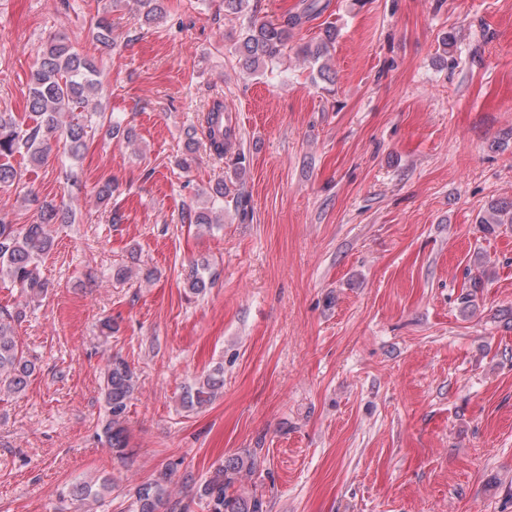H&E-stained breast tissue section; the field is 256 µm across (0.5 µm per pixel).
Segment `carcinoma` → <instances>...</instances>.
<instances>
[{
  "instance_id": "cac0c4a2",
  "label": "carcinoma",
  "mask_w": 512,
  "mask_h": 512,
  "mask_svg": "<svg viewBox=\"0 0 512 512\" xmlns=\"http://www.w3.org/2000/svg\"><path fill=\"white\" fill-rule=\"evenodd\" d=\"M146 24L164 17V0H137ZM323 10L319 0H309L303 13L287 16L281 22L250 19L239 34L234 51L238 62L252 72L262 71L281 62L288 48L290 30L302 19ZM95 39L103 47L113 46L112 23L105 17L96 20ZM336 39V31L325 30L324 38L303 53L319 60ZM29 112L20 118L13 112L0 111V186L17 191L26 188L24 173L12 164L15 156L27 158L34 165L45 163L55 143L63 144L64 153L78 158L84 146L87 128L96 121L107 128L112 138L128 144L134 137L130 126L106 115L101 104L89 109L92 98L102 94L100 70L96 58L79 52L61 36L51 35L44 44L37 67L29 77ZM224 99L216 97L207 105L201 127L191 126L186 132V153L179 166L188 170L195 162L199 138L209 155L222 159L231 153L237 141L235 127L225 115ZM227 185L217 183L210 192L209 205L189 207L183 219L198 227L211 229L221 221L214 216V206L224 202ZM69 210L48 205L40 222L13 224L0 217V280L17 288L23 302L9 309L0 308V396L12 397L26 392L36 372V362L24 349L17 335L18 324L25 317V308L39 304L51 288L40 273V266L54 246L50 226L69 221ZM478 222L481 224H512V202L492 201ZM208 265L193 267L187 288L194 294L203 293L210 284ZM224 388V366L217 364L203 378L184 391L181 403L188 410L208 404ZM138 389L137 374L131 364L119 354L107 358L101 381V391L107 409L102 436L118 458L125 457L129 446L124 423ZM255 461L251 456L235 455L218 465L211 476L195 492L207 512H266L263 496L255 489L241 485L242 474H251ZM167 474L138 485L132 494L136 512H170ZM110 481L79 480L61 493L78 503V512H93V506L108 491Z\"/></svg>"
}]
</instances>
